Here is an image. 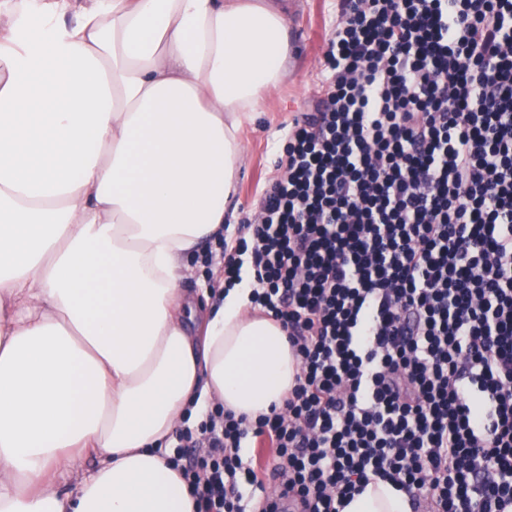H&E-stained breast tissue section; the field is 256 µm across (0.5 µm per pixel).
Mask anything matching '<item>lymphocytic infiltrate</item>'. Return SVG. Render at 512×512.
Here are the masks:
<instances>
[{"label": "lymphocytic infiltrate", "mask_w": 512, "mask_h": 512, "mask_svg": "<svg viewBox=\"0 0 512 512\" xmlns=\"http://www.w3.org/2000/svg\"><path fill=\"white\" fill-rule=\"evenodd\" d=\"M332 72L258 204L203 258L286 331L282 409L215 407L168 465L196 512L252 509L269 445L296 512L370 481L412 512H512V0H341Z\"/></svg>", "instance_id": "1"}]
</instances>
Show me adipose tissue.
<instances>
[{
  "label": "adipose tissue",
  "mask_w": 512,
  "mask_h": 512,
  "mask_svg": "<svg viewBox=\"0 0 512 512\" xmlns=\"http://www.w3.org/2000/svg\"><path fill=\"white\" fill-rule=\"evenodd\" d=\"M0 0V512H195L164 455L213 402L282 404L296 360L240 285L194 323L241 134L291 58L274 0ZM93 457L72 493L58 472ZM340 512H409L371 483Z\"/></svg>",
  "instance_id": "obj_1"
}]
</instances>
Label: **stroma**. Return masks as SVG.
<instances>
[{"mask_svg": "<svg viewBox=\"0 0 512 512\" xmlns=\"http://www.w3.org/2000/svg\"><path fill=\"white\" fill-rule=\"evenodd\" d=\"M338 4L339 0H287L293 58L279 87L244 129L237 192L224 213L231 227H238L252 213L254 200L275 175L286 126L312 111L329 79L324 53L339 16Z\"/></svg>", "mask_w": 512, "mask_h": 512, "instance_id": "stroma-1", "label": "stroma"}]
</instances>
